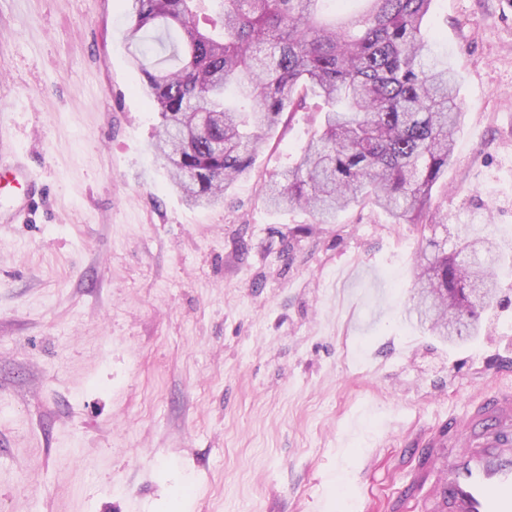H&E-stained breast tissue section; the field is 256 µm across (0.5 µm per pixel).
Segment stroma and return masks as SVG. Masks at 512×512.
Wrapping results in <instances>:
<instances>
[{
	"label": "stroma",
	"instance_id": "35a3bbf8",
	"mask_svg": "<svg viewBox=\"0 0 512 512\" xmlns=\"http://www.w3.org/2000/svg\"><path fill=\"white\" fill-rule=\"evenodd\" d=\"M128 0H0V126L43 193L0 223V512H419L415 443L512 386V261L475 336L413 311L432 238L512 249V0H434L464 117L433 226L335 223L263 186L188 206L126 40Z\"/></svg>",
	"mask_w": 512,
	"mask_h": 512
}]
</instances>
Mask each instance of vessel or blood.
<instances>
[{"label": "vessel or blood", "instance_id": "1", "mask_svg": "<svg viewBox=\"0 0 512 512\" xmlns=\"http://www.w3.org/2000/svg\"><path fill=\"white\" fill-rule=\"evenodd\" d=\"M413 485L426 512H512V390L492 388L464 420L416 445Z\"/></svg>", "mask_w": 512, "mask_h": 512}]
</instances>
